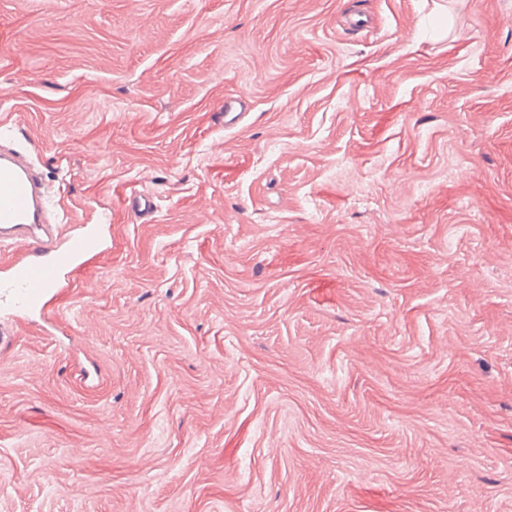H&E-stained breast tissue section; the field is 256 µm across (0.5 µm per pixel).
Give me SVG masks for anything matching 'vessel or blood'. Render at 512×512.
<instances>
[{
  "instance_id": "vessel-or-blood-1",
  "label": "vessel or blood",
  "mask_w": 512,
  "mask_h": 512,
  "mask_svg": "<svg viewBox=\"0 0 512 512\" xmlns=\"http://www.w3.org/2000/svg\"><path fill=\"white\" fill-rule=\"evenodd\" d=\"M60 212L31 151L0 137V245L22 243L25 257L0 278V309L31 313L101 245L96 229L59 241Z\"/></svg>"
}]
</instances>
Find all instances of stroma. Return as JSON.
<instances>
[{"label":"stroma","mask_w":512,"mask_h":512,"mask_svg":"<svg viewBox=\"0 0 512 512\" xmlns=\"http://www.w3.org/2000/svg\"><path fill=\"white\" fill-rule=\"evenodd\" d=\"M1 109L0 512H512V0H0ZM0 137V245L22 243L27 255L0 278V309L31 313L61 288L85 255L101 245L95 228L58 242L60 212L32 152Z\"/></svg>","instance_id":"obj_1"}]
</instances>
